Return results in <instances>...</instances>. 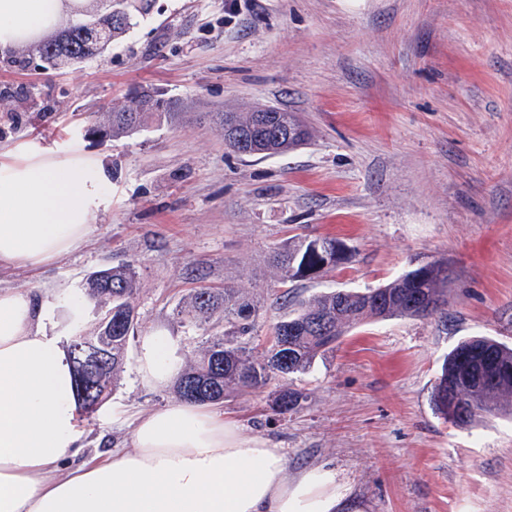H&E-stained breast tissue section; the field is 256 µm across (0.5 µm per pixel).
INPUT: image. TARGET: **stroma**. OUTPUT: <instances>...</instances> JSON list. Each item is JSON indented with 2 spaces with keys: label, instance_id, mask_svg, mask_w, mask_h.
I'll return each mask as SVG.
<instances>
[{
  "label": "stroma",
  "instance_id": "obj_1",
  "mask_svg": "<svg viewBox=\"0 0 512 512\" xmlns=\"http://www.w3.org/2000/svg\"><path fill=\"white\" fill-rule=\"evenodd\" d=\"M130 27L93 58L44 68L34 45L0 55V155L100 161L110 203L89 239L37 268H0L72 330L102 315L80 301L93 272L137 273V334L93 424L131 447L141 412L177 400L143 386L134 359L161 330L187 352L224 332L182 316L198 288L241 285L258 299L266 345L294 301L382 285L447 259L448 313L370 322L294 380L297 413L272 408L280 381L219 409L242 436L282 448L289 472L333 465L358 512H512V416L457 426L434 411L445 354L463 338L512 344V0H126ZM148 92L167 114L122 138L106 112ZM274 106L311 138L284 156H241L215 112ZM330 237L345 259L279 281L270 255L294 236Z\"/></svg>",
  "mask_w": 512,
  "mask_h": 512
}]
</instances>
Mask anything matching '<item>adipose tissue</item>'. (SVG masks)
<instances>
[{
    "mask_svg": "<svg viewBox=\"0 0 512 512\" xmlns=\"http://www.w3.org/2000/svg\"><path fill=\"white\" fill-rule=\"evenodd\" d=\"M86 0H0V52L52 32ZM107 180L36 154L0 161V266L38 267L87 238ZM54 312L28 288L0 289V512H352L334 469L289 473L280 448L180 401L136 418L132 445L83 460L73 375ZM180 349L144 336L136 374L166 386Z\"/></svg>",
    "mask_w": 512,
    "mask_h": 512,
    "instance_id": "1",
    "label": "adipose tissue"
}]
</instances>
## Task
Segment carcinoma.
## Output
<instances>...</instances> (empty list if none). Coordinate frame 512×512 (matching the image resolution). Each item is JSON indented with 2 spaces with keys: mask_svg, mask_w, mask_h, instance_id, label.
I'll use <instances>...</instances> for the list:
<instances>
[{
  "mask_svg": "<svg viewBox=\"0 0 512 512\" xmlns=\"http://www.w3.org/2000/svg\"><path fill=\"white\" fill-rule=\"evenodd\" d=\"M128 21L112 22L109 14L97 18V26L75 24L53 41L38 48L39 57L59 67L86 59L124 33ZM164 107V101L148 94L137 95L117 111L107 114L101 130L112 137L140 130L146 114ZM234 121L242 135L251 139L246 151L232 141L226 146L240 154L284 155L308 140V132L296 112H224L219 122ZM338 244L333 238L300 236L274 250L272 264L281 280L317 274L336 266ZM448 262L434 259L404 271L392 281L364 290H334L301 302L288 317L278 321L270 345L257 355L244 341L250 334L258 305L237 286L224 291L201 289L187 302L184 312L192 326H202L224 313V335L213 336L190 352L188 365L173 386L183 401L216 405L242 389L261 390L277 378L293 380L306 374L315 361L336 348L349 330L375 320L394 317L427 319L447 313ZM137 276L130 265L112 266L91 274L81 288L82 297L106 307L108 321H98L93 333L79 337L108 347L110 365L104 385L89 391L87 376L73 366L76 412L93 419L115 389L124 364L126 347L137 324L134 304ZM512 367V347L490 337H472L458 343L445 357L441 374L431 391L435 412L444 420L463 426L479 414L502 410L512 398V376L495 384L485 381L486 357ZM302 395L290 388L279 391L273 410L281 415L301 407Z\"/></svg>",
  "mask_w": 512,
  "mask_h": 512,
  "instance_id": "cac0c4a2",
  "label": "carcinoma"
}]
</instances>
